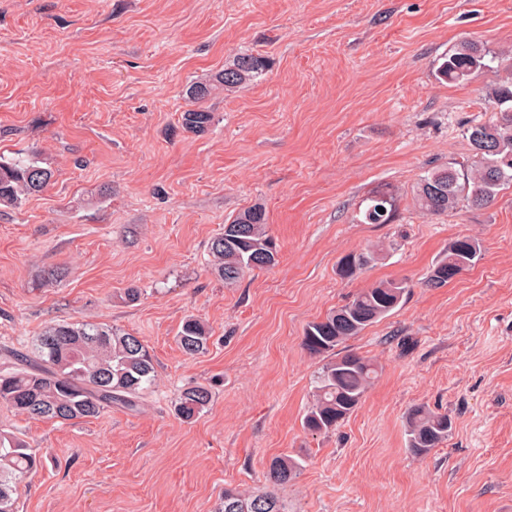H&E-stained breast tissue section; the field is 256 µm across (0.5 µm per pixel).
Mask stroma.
Wrapping results in <instances>:
<instances>
[{"instance_id": "obj_1", "label": "stroma", "mask_w": 512, "mask_h": 512, "mask_svg": "<svg viewBox=\"0 0 512 512\" xmlns=\"http://www.w3.org/2000/svg\"><path fill=\"white\" fill-rule=\"evenodd\" d=\"M464 40L491 66L439 79ZM240 52L267 70L208 100L207 133L182 132L188 86ZM511 76L512 0H0V155L54 173L0 208V373L65 322L138 336L155 367L135 406L95 418L0 403V429L41 459L16 512H215L281 455L302 465L277 490L288 512H512V187L443 215L414 198L469 159L464 123L491 119ZM377 193L392 223H365ZM256 203L278 262L225 285L211 241ZM461 236L481 260L427 287ZM366 249L377 260L341 279ZM388 280L409 286L400 305L340 347L377 377L336 430L309 432L323 360L306 325ZM189 316L210 334L193 357L176 341ZM199 384L212 400L184 422L175 399ZM416 406L452 422L423 456L406 447ZM375 260V252L369 250L346 254L338 261L337 274L341 279H352L370 266Z\"/></svg>"}]
</instances>
